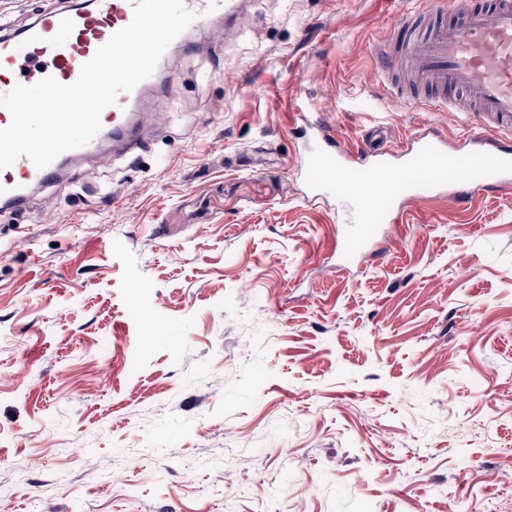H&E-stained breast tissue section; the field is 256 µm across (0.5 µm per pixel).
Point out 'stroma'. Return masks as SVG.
Listing matches in <instances>:
<instances>
[{
  "mask_svg": "<svg viewBox=\"0 0 512 512\" xmlns=\"http://www.w3.org/2000/svg\"><path fill=\"white\" fill-rule=\"evenodd\" d=\"M410 0H244L189 30L144 142L0 209V512H512V195L408 205L342 255L349 177L306 198L302 115L468 145L395 105Z\"/></svg>",
  "mask_w": 512,
  "mask_h": 512,
  "instance_id": "stroma-1",
  "label": "stroma"
}]
</instances>
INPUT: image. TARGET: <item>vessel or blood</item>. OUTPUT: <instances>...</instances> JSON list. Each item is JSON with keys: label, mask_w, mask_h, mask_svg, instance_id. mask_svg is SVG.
<instances>
[{"label": "vessel or blood", "mask_w": 512, "mask_h": 512, "mask_svg": "<svg viewBox=\"0 0 512 512\" xmlns=\"http://www.w3.org/2000/svg\"><path fill=\"white\" fill-rule=\"evenodd\" d=\"M194 15L193 27L203 28L217 18L237 14L239 0H184ZM133 18L132 0H92L90 8L73 5L39 13L21 31L0 36V96L16 85H32L51 76L74 82L82 65ZM377 82L393 104L425 96L436 110L479 112L488 128L478 133L477 150L447 151L423 137H410L403 148L411 163L400 173L379 154L372 140L351 150L332 141L320 119L307 123L301 161L320 172L322 184L336 180L337 164L357 170L351 184L352 240L365 243L379 224L397 223L401 205H392L394 187H402L411 202L434 191L466 203L475 190L512 194V143L499 139L512 132V0H466L464 7L447 8L440 0H416L391 33L376 46ZM142 87L120 92L114 105L103 110L97 139L85 151L112 139L135 151L140 138L133 122ZM56 166L37 168L28 158L0 170V207L24 206L33 187L57 180Z\"/></svg>", "instance_id": "obj_1"}]
</instances>
